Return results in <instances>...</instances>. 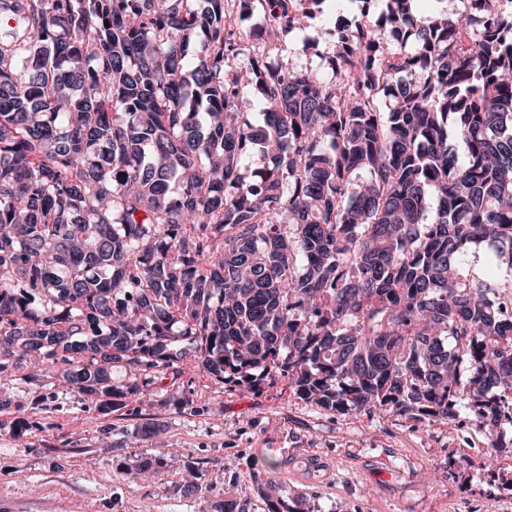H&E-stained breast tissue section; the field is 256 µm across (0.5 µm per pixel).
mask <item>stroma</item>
I'll return each instance as SVG.
<instances>
[{
    "label": "stroma",
    "instance_id": "stroma-1",
    "mask_svg": "<svg viewBox=\"0 0 512 512\" xmlns=\"http://www.w3.org/2000/svg\"><path fill=\"white\" fill-rule=\"evenodd\" d=\"M328 25L319 15L282 37L289 67L332 77ZM37 395L20 381L0 386V512H221L225 493L271 461L286 506L306 512H512V448L488 465V432L471 417L457 427L332 413L293 398L287 381L239 390L190 359L162 393L108 414L61 387L33 416ZM143 460L151 479L122 473ZM190 484L198 493L186 494Z\"/></svg>",
    "mask_w": 512,
    "mask_h": 512
}]
</instances>
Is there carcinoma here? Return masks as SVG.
<instances>
[{
  "label": "carcinoma",
  "instance_id": "1",
  "mask_svg": "<svg viewBox=\"0 0 512 512\" xmlns=\"http://www.w3.org/2000/svg\"><path fill=\"white\" fill-rule=\"evenodd\" d=\"M465 1L337 14L326 81L264 53L238 69L227 0H0V382L57 370L110 410L191 358L342 414L450 424L463 405L503 447L512 0ZM337 2L237 7L274 46ZM29 359L45 366L18 376ZM255 491L284 512L272 482Z\"/></svg>",
  "mask_w": 512,
  "mask_h": 512
}]
</instances>
